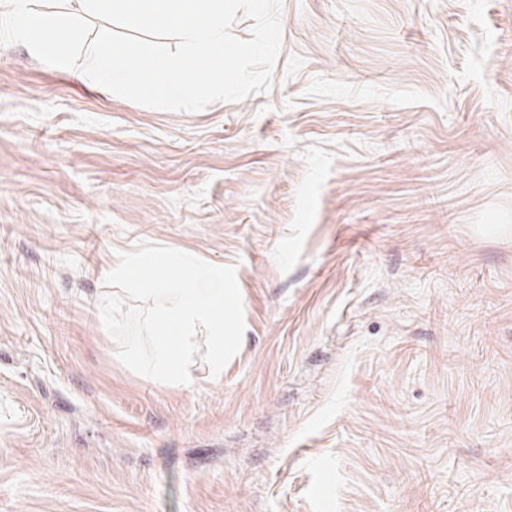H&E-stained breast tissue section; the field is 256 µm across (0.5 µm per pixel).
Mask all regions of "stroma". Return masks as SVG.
<instances>
[{
    "instance_id": "stroma-1",
    "label": "stroma",
    "mask_w": 512,
    "mask_h": 512,
    "mask_svg": "<svg viewBox=\"0 0 512 512\" xmlns=\"http://www.w3.org/2000/svg\"><path fill=\"white\" fill-rule=\"evenodd\" d=\"M268 91L0 46V512H512V0H283ZM235 267L223 382L126 368L118 252Z\"/></svg>"
}]
</instances>
